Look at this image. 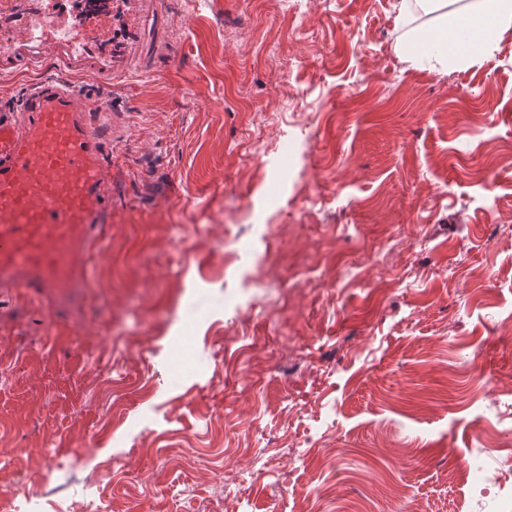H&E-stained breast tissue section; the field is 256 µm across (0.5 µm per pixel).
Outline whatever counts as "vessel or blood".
<instances>
[{
	"instance_id": "1",
	"label": "vessel or blood",
	"mask_w": 512,
	"mask_h": 512,
	"mask_svg": "<svg viewBox=\"0 0 512 512\" xmlns=\"http://www.w3.org/2000/svg\"><path fill=\"white\" fill-rule=\"evenodd\" d=\"M85 0H0V72L54 60L75 76L120 77L151 30L165 29L148 0H101L121 25L85 29ZM114 117L98 100L48 80L0 113V294L49 300L65 323L90 285V266L112 222Z\"/></svg>"
}]
</instances>
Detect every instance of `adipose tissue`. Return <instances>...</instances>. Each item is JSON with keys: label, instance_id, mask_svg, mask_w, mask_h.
<instances>
[{"label": "adipose tissue", "instance_id": "obj_1", "mask_svg": "<svg viewBox=\"0 0 512 512\" xmlns=\"http://www.w3.org/2000/svg\"><path fill=\"white\" fill-rule=\"evenodd\" d=\"M450 0H400L406 14L433 16L435 29H417L397 46L412 66L441 71L473 65L512 32V0H467L449 9Z\"/></svg>", "mask_w": 512, "mask_h": 512}]
</instances>
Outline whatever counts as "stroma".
<instances>
[{
	"instance_id": "35a3bbf8",
	"label": "stroma",
	"mask_w": 512,
	"mask_h": 512,
	"mask_svg": "<svg viewBox=\"0 0 512 512\" xmlns=\"http://www.w3.org/2000/svg\"><path fill=\"white\" fill-rule=\"evenodd\" d=\"M160 8L147 58L73 81L123 116L73 325L0 295V492L481 512L464 464L512 448V38L441 73L397 55L433 25L398 0ZM59 75H0V107Z\"/></svg>"
}]
</instances>
